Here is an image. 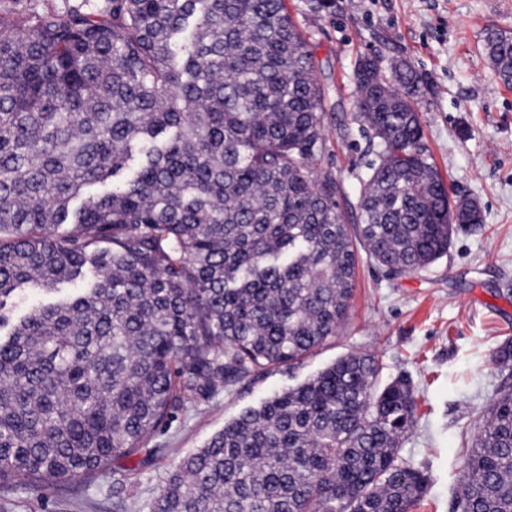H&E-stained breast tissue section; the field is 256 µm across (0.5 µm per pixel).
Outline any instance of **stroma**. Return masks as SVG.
Returning <instances> with one entry per match:
<instances>
[{"mask_svg":"<svg viewBox=\"0 0 512 512\" xmlns=\"http://www.w3.org/2000/svg\"><path fill=\"white\" fill-rule=\"evenodd\" d=\"M305 27L336 104L325 157L348 202L374 155L352 119L357 60L405 59L420 78L423 141L445 182L475 201L483 222L456 232L447 255L406 277L359 256L356 289L335 341L293 367L247 380L206 403L189 405L151 441L126 488L127 512L148 504L178 461L196 452L243 410L303 383L352 351L377 355L384 381L404 376L416 390L413 430L403 459L428 477L413 512H454L455 492L475 429L512 371L491 358L512 340V88L490 71L486 28L512 30V0H336L318 15L309 0H288ZM7 512H112V476L39 489L19 487Z\"/></svg>","mask_w":512,"mask_h":512,"instance_id":"stroma-1","label":"stroma"}]
</instances>
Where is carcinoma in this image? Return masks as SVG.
Masks as SVG:
<instances>
[{
  "instance_id": "1",
  "label": "carcinoma",
  "mask_w": 512,
  "mask_h": 512,
  "mask_svg": "<svg viewBox=\"0 0 512 512\" xmlns=\"http://www.w3.org/2000/svg\"><path fill=\"white\" fill-rule=\"evenodd\" d=\"M512 85V31L484 36ZM375 159L355 214L322 166L328 92L286 0H105L0 15V493L87 483L191 401L336 338L359 250L430 269L454 225L422 141L412 67L356 62ZM41 299L19 318L7 299ZM375 355L337 358L184 458L150 512H411L400 457L416 396ZM456 512H512V386L460 476Z\"/></svg>"
}]
</instances>
